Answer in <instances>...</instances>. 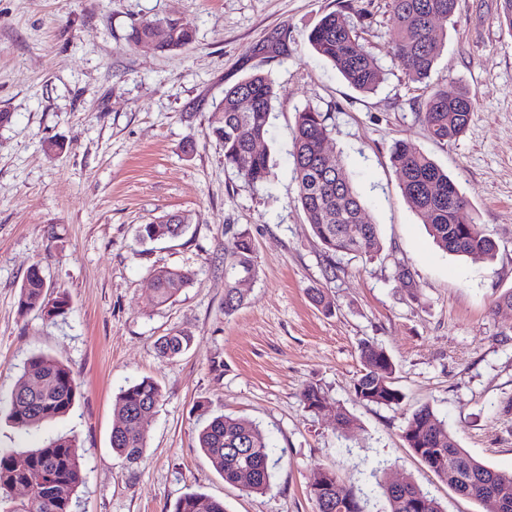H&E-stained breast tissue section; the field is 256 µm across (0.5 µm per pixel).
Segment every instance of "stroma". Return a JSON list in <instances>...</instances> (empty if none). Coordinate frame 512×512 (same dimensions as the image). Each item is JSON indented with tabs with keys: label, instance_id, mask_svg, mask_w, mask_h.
<instances>
[{
	"label": "stroma",
	"instance_id": "1",
	"mask_svg": "<svg viewBox=\"0 0 512 512\" xmlns=\"http://www.w3.org/2000/svg\"><path fill=\"white\" fill-rule=\"evenodd\" d=\"M340 9L385 71L374 92L352 88L306 44ZM499 12L500 0H460L442 24L427 83L476 99L466 132L443 144L421 122L424 85L393 59L390 0H0V112L10 115L0 124V448L75 437L85 482L72 512H172L192 492L227 512H315L309 483L326 468L343 489L366 492V512H387L368 479L380 462L385 480L412 479L444 512H482L413 455L402 431L430 405L460 448L512 474V309L497 305L512 289V32ZM168 19L191 26L188 48L130 42L134 25ZM276 34L287 52L261 54ZM257 70L271 73L276 97L262 144L273 178L254 188L225 168L207 119L226 88ZM307 105L325 114L326 152L379 226L374 256L327 258L307 222L291 156L295 113ZM399 140L456 181L470 217L497 243L493 260L435 245L402 197L390 161ZM48 141L62 151L47 153ZM170 213L187 217L183 235L139 241L140 225ZM243 229L257 275L228 315L224 244ZM35 264L69 299L56 320L19 310ZM165 268L194 277L154 307L152 274ZM312 288L329 309L311 302ZM172 331L190 336V347L161 357L156 341ZM364 341L393 359L400 405L355 399ZM39 353L73 370L80 397L69 415L23 431L7 418L10 396ZM145 378L162 397L130 468L112 452L113 402ZM311 384L329 412L305 408ZM337 408L352 414L349 432L337 430ZM208 414L247 418L287 449L268 491L243 492L207 464L197 434Z\"/></svg>",
	"mask_w": 512,
	"mask_h": 512
}]
</instances>
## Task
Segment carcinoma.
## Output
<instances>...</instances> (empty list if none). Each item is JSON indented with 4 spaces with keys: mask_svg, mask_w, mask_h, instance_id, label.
I'll use <instances>...</instances> for the list:
<instances>
[{
    "mask_svg": "<svg viewBox=\"0 0 512 512\" xmlns=\"http://www.w3.org/2000/svg\"><path fill=\"white\" fill-rule=\"evenodd\" d=\"M459 0H390L395 30L394 58L406 67L409 80L425 84L420 112L422 123L432 138L441 143L458 139L475 112V99L464 90L455 96L426 84L437 57V16L454 17ZM174 31L163 50H179L193 41V31L166 21ZM307 41L317 55L329 61L348 84L361 92H371L384 80V69L361 42L354 22L342 11L322 17L309 32ZM247 95L252 106L238 109ZM274 80L269 73L257 72L224 91V98L208 118L210 134L224 148V165L234 170L249 186L271 181L272 164L266 151H255L254 143L268 134ZM330 130L326 116L313 106L295 113L293 158L298 195L316 237L332 254L371 256L381 248L378 225L367 217L360 195L341 162L327 167L322 158L323 144ZM399 173L402 196L427 225L436 245L455 256L479 255L491 260L495 242L479 225L466 216L467 201L458 185L428 155L407 142L394 143L390 155ZM187 225L169 214L155 224L139 229L142 241L181 236ZM227 271L224 288V314L237 311L245 302L239 278L257 273L255 248L246 230H237L224 245ZM192 281L185 270H158L153 274L152 306L172 300ZM68 305L61 293H48L39 265L30 267L21 285L18 306L22 311L37 310L52 320ZM190 345V338L170 333L157 340L163 357H175ZM364 371L353 383L356 400L366 404L393 407L402 394L395 386V363L388 353L365 341L360 346ZM161 391L157 383L143 379L119 389L114 399L116 421L112 427V452L132 467L140 462L146 448L143 423L155 412ZM78 400L72 369L44 355L33 356L18 379L8 418L21 430L69 414ZM302 401L310 412L328 404L323 390L309 385ZM403 438L415 456L458 494L477 501L483 512H512V475L490 469L458 447L444 420L428 405L416 409L403 428ZM198 443L210 466L224 482L247 493H263L271 486L273 470L281 461L274 456L267 434L252 421L228 415L212 416L198 433ZM83 482L82 455L75 438L59 436L39 448L29 450L23 461L0 450V512H71L72 500ZM27 489L26 499L18 501L12 491ZM309 493L317 512H363L361 499L340 489L335 471L326 469L313 477ZM387 512H443L439 502L418 485L408 482L395 491L384 487ZM172 512H225L224 502L189 493L181 497Z\"/></svg>",
    "mask_w": 512,
    "mask_h": 512,
    "instance_id": "obj_1",
    "label": "carcinoma"
}]
</instances>
